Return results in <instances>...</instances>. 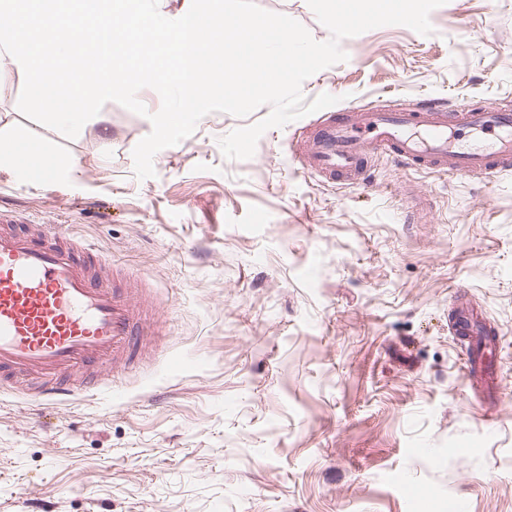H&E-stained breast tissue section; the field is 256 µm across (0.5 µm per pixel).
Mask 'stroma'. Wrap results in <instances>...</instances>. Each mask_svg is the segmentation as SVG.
Segmentation results:
<instances>
[{
  "label": "stroma",
  "mask_w": 512,
  "mask_h": 512,
  "mask_svg": "<svg viewBox=\"0 0 512 512\" xmlns=\"http://www.w3.org/2000/svg\"><path fill=\"white\" fill-rule=\"evenodd\" d=\"M255 2L330 37L307 0ZM430 22L343 39L304 96L512 105V0H447ZM7 82L0 139L33 132L73 165L0 166V212L93 243L141 282L155 334L66 404L0 384V512H512V177L380 157L366 185L326 183L289 151L313 113L225 158L263 106L205 116L141 180L147 116L109 102L68 140L22 115L23 73ZM458 287L500 339L486 414L448 332Z\"/></svg>",
  "instance_id": "stroma-1"
}]
</instances>
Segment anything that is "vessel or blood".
<instances>
[{
	"mask_svg": "<svg viewBox=\"0 0 512 512\" xmlns=\"http://www.w3.org/2000/svg\"><path fill=\"white\" fill-rule=\"evenodd\" d=\"M402 168L512 176V107L480 108L422 100L349 107L316 121L297 156L307 173L339 185L365 183L372 156ZM92 244L30 225L0 222V383L37 378L35 397L54 405L98 384L100 366H130L144 336L128 289L105 283ZM451 335L463 338V376L482 398L496 369L481 310L454 309Z\"/></svg>",
	"mask_w": 512,
	"mask_h": 512,
	"instance_id": "1",
	"label": "vessel or blood"
}]
</instances>
